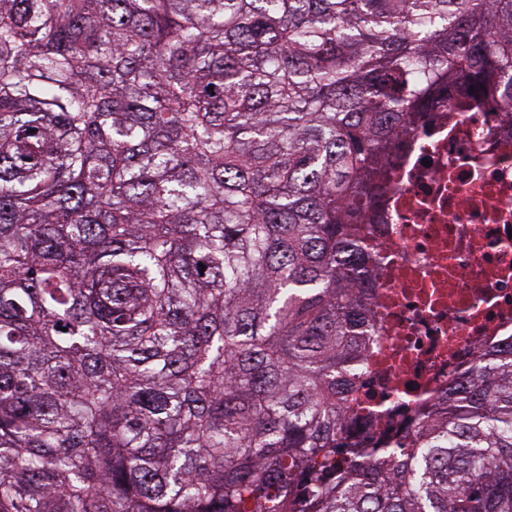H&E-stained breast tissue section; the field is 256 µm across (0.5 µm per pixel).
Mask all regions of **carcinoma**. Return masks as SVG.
Segmentation results:
<instances>
[{"label":"carcinoma","instance_id":"1","mask_svg":"<svg viewBox=\"0 0 512 512\" xmlns=\"http://www.w3.org/2000/svg\"><path fill=\"white\" fill-rule=\"evenodd\" d=\"M512 0H0V512H512V346L347 435L350 250Z\"/></svg>","mask_w":512,"mask_h":512}]
</instances>
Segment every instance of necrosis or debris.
Here are the masks:
<instances>
[{
    "mask_svg": "<svg viewBox=\"0 0 512 512\" xmlns=\"http://www.w3.org/2000/svg\"><path fill=\"white\" fill-rule=\"evenodd\" d=\"M360 245L371 283L351 436L403 437L478 355L512 342V111L450 86L381 168Z\"/></svg>",
    "mask_w": 512,
    "mask_h": 512,
    "instance_id": "necrosis-or-debris-1",
    "label": "necrosis or debris"
}]
</instances>
